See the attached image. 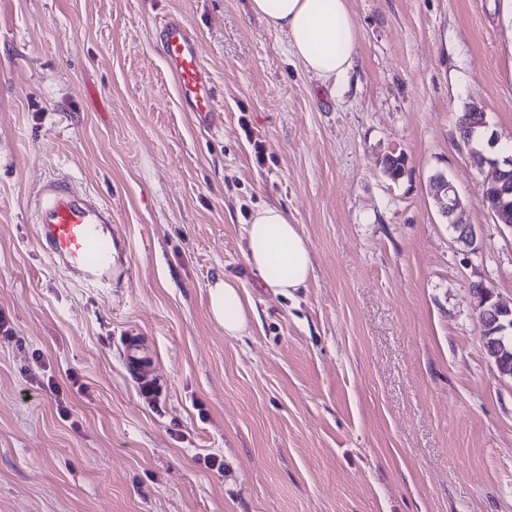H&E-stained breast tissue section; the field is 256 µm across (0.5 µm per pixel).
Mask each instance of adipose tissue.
<instances>
[{
	"mask_svg": "<svg viewBox=\"0 0 512 512\" xmlns=\"http://www.w3.org/2000/svg\"><path fill=\"white\" fill-rule=\"evenodd\" d=\"M251 9L286 33L292 55L303 70L321 80L347 74L353 67L358 32L348 0H251ZM245 258L265 288L289 295L306 287L312 271L308 244L287 211L266 206L245 227ZM210 308L228 336L244 335L251 307L231 279L210 289Z\"/></svg>",
	"mask_w": 512,
	"mask_h": 512,
	"instance_id": "ef3b65f1",
	"label": "adipose tissue"
}]
</instances>
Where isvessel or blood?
I'll return each instance as SVG.
<instances>
[{"label": "vessel or blood", "mask_w": 512, "mask_h": 512, "mask_svg": "<svg viewBox=\"0 0 512 512\" xmlns=\"http://www.w3.org/2000/svg\"><path fill=\"white\" fill-rule=\"evenodd\" d=\"M169 69L178 78L181 101L199 126L211 127L218 97L210 73L201 63L198 39L179 17L166 20L158 31ZM39 245L45 255L72 278L109 284L126 271L123 249L112 234V210L100 197L73 190L63 179L47 182L33 201ZM139 337L125 343L128 369L133 376L146 373L150 363L140 357Z\"/></svg>", "instance_id": "vessel-or-blood-1"}]
</instances>
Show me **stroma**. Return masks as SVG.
Returning a JSON list of instances; mask_svg holds the SVG:
<instances>
[{
	"label": "stroma",
	"mask_w": 512,
	"mask_h": 512,
	"mask_svg": "<svg viewBox=\"0 0 512 512\" xmlns=\"http://www.w3.org/2000/svg\"><path fill=\"white\" fill-rule=\"evenodd\" d=\"M348 4L354 66L325 84L250 0H0V512H512V382L471 297L512 307V229L483 205L487 143L456 133L474 110L512 140V0ZM172 13L222 126L182 105L155 34ZM56 176L111 206L131 280L88 285L41 251L28 199ZM262 206L310 247L289 297L244 256ZM220 276L254 307L245 335L210 311ZM431 189L442 215L445 217L449 215L455 221L456 241L466 247H470L469 245L474 236H477V232L471 224L463 223L461 219L456 216L460 203L448 179L444 175L433 178L431 181ZM141 345V340L138 336H128L125 343L128 352V369L136 377L146 373L150 367V363L146 358L135 355V352L139 350Z\"/></svg>",
	"instance_id": "35a3bbf8"
}]
</instances>
